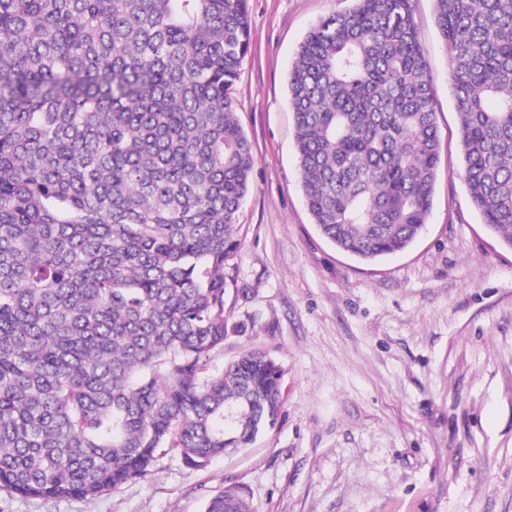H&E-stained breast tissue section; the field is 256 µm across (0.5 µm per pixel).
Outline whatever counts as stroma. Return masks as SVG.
<instances>
[{"label": "stroma", "mask_w": 512, "mask_h": 512, "mask_svg": "<svg viewBox=\"0 0 512 512\" xmlns=\"http://www.w3.org/2000/svg\"><path fill=\"white\" fill-rule=\"evenodd\" d=\"M351 4L249 0L232 91L255 165L224 270L237 330L213 364L255 348L277 359V425L203 469L167 454L94 500L1 492L0 512H203L228 484L250 491L255 512H512V247L461 177L434 0L413 3L443 139L425 230L363 262L320 234L303 200L288 73L311 26Z\"/></svg>", "instance_id": "35a3bbf8"}]
</instances>
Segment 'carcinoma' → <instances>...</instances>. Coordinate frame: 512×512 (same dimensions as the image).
<instances>
[{
	"label": "carcinoma",
	"mask_w": 512,
	"mask_h": 512,
	"mask_svg": "<svg viewBox=\"0 0 512 512\" xmlns=\"http://www.w3.org/2000/svg\"><path fill=\"white\" fill-rule=\"evenodd\" d=\"M463 181L512 247V0H435ZM247 0H0V491L94 499L277 423L282 366L215 370L254 166ZM321 234L366 262L427 223L442 138L413 0L320 19L288 77ZM205 512H254L228 485Z\"/></svg>",
	"instance_id": "carcinoma-1"
}]
</instances>
